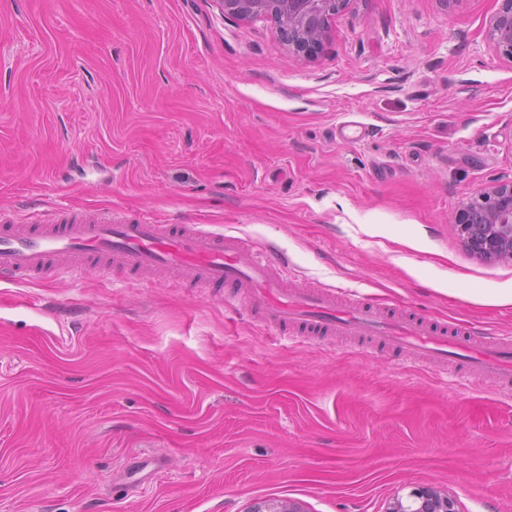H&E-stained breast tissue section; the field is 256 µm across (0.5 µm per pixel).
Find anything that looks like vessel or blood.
<instances>
[{"mask_svg": "<svg viewBox=\"0 0 512 512\" xmlns=\"http://www.w3.org/2000/svg\"><path fill=\"white\" fill-rule=\"evenodd\" d=\"M104 259L134 273L163 271L181 283L214 289L228 303L247 298L253 315L281 334L293 325L303 335L364 336L420 362L452 357L473 376L493 380L500 392H512L511 339H479L464 322L449 334L360 302L340 307L327 288L292 290L284 281V258L239 237L195 224L106 216L18 224L0 213L1 281L26 280L49 269L84 270Z\"/></svg>", "mask_w": 512, "mask_h": 512, "instance_id": "1", "label": "vessel or blood"}]
</instances>
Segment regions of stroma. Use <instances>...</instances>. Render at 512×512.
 <instances>
[{"label":"stroma","instance_id":"1","mask_svg":"<svg viewBox=\"0 0 512 512\" xmlns=\"http://www.w3.org/2000/svg\"><path fill=\"white\" fill-rule=\"evenodd\" d=\"M498 7L351 0L307 61L216 0H0V212L198 224L301 287L512 336L473 301L512 262L454 224L512 180ZM423 484L512 512V394L116 266L0 282V512H383Z\"/></svg>","mask_w":512,"mask_h":512}]
</instances>
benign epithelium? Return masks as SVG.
Wrapping results in <instances>:
<instances>
[{
  "instance_id": "benign-epithelium-1",
  "label": "benign epithelium",
  "mask_w": 512,
  "mask_h": 512,
  "mask_svg": "<svg viewBox=\"0 0 512 512\" xmlns=\"http://www.w3.org/2000/svg\"><path fill=\"white\" fill-rule=\"evenodd\" d=\"M221 11L239 21L271 22L289 49L315 56L329 41L330 20L350 0H216ZM490 19L489 39L512 61V0H499ZM464 243L482 258L512 261V180L478 189L456 221ZM248 512H307L298 502L256 503ZM385 512H462L456 499L434 485L414 488L408 499L396 495Z\"/></svg>"
}]
</instances>
